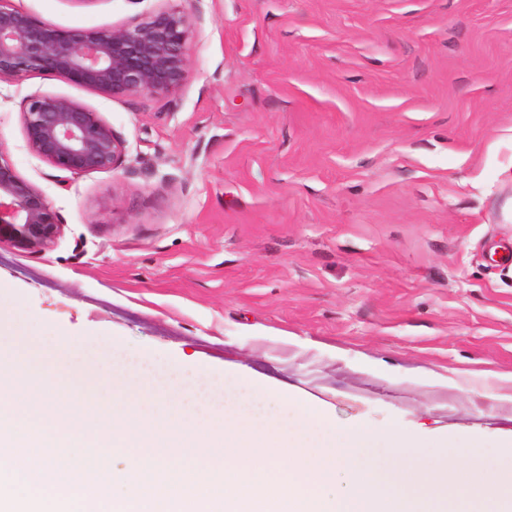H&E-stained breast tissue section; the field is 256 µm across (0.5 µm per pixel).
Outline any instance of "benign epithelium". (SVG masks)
<instances>
[{
  "label": "benign epithelium",
  "mask_w": 512,
  "mask_h": 512,
  "mask_svg": "<svg viewBox=\"0 0 512 512\" xmlns=\"http://www.w3.org/2000/svg\"><path fill=\"white\" fill-rule=\"evenodd\" d=\"M190 18L173 9L113 28L63 30L0 0V81L54 75L109 97L159 95L178 88L190 61ZM20 117L27 149L65 179L111 171L125 143L99 113L70 97L34 93ZM64 224L42 193L15 170L0 148V243L38 254Z\"/></svg>",
  "instance_id": "7a95c632"
}]
</instances>
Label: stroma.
Segmentation results:
<instances>
[{
    "instance_id": "stroma-1",
    "label": "stroma",
    "mask_w": 512,
    "mask_h": 512,
    "mask_svg": "<svg viewBox=\"0 0 512 512\" xmlns=\"http://www.w3.org/2000/svg\"><path fill=\"white\" fill-rule=\"evenodd\" d=\"M15 3L65 30L176 9L192 32L167 94L0 82V147L64 226L41 254L0 244V358L64 334L177 377L239 370L340 426L450 432L370 454L492 512L458 490L512 466V0ZM35 92L99 112L122 164L59 181L25 146Z\"/></svg>"
}]
</instances>
